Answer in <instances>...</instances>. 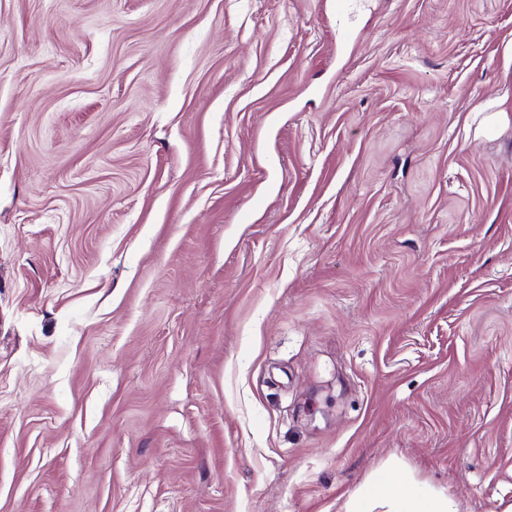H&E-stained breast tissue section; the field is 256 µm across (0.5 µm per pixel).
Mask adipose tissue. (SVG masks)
<instances>
[{
  "mask_svg": "<svg viewBox=\"0 0 512 512\" xmlns=\"http://www.w3.org/2000/svg\"><path fill=\"white\" fill-rule=\"evenodd\" d=\"M347 512H454L442 493H427L393 477L374 476L347 504Z\"/></svg>",
  "mask_w": 512,
  "mask_h": 512,
  "instance_id": "ef3b65f1",
  "label": "adipose tissue"
}]
</instances>
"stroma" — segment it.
<instances>
[{
  "mask_svg": "<svg viewBox=\"0 0 512 512\" xmlns=\"http://www.w3.org/2000/svg\"><path fill=\"white\" fill-rule=\"evenodd\" d=\"M0 0V512L512 504V0ZM455 512L443 493H426L416 486L401 485L391 475L373 476L347 503L346 512Z\"/></svg>",
  "mask_w": 512,
  "mask_h": 512,
  "instance_id": "35a3bbf8",
  "label": "stroma"
}]
</instances>
